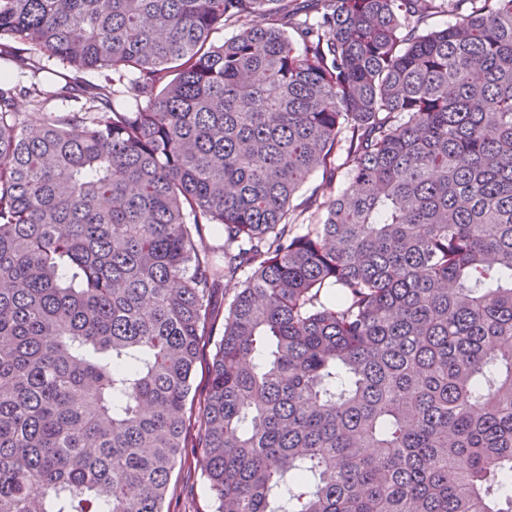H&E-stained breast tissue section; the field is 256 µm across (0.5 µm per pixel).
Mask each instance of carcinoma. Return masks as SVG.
<instances>
[{
    "instance_id": "carcinoma-1",
    "label": "carcinoma",
    "mask_w": 512,
    "mask_h": 512,
    "mask_svg": "<svg viewBox=\"0 0 512 512\" xmlns=\"http://www.w3.org/2000/svg\"><path fill=\"white\" fill-rule=\"evenodd\" d=\"M445 5L0 0V512H512V0ZM351 184L348 176V170L340 167L336 170V174L331 182L326 180L323 176V172H315L309 182L300 190L293 200V205H299L305 201V199L311 194L313 189L317 188L319 194L326 197H335L336 195L343 192ZM233 285L218 291L211 300L213 310L218 313V318L214 324L213 331L210 336H204L201 341L200 354L196 364L193 377L192 390L187 401V411L190 414L192 407V420H198L200 402L203 399L209 383V372L212 360V354L215 350L216 343L220 340L224 332V313H227L229 302L235 293ZM171 511L212 512V499L199 468L177 467L170 481Z\"/></svg>"
}]
</instances>
